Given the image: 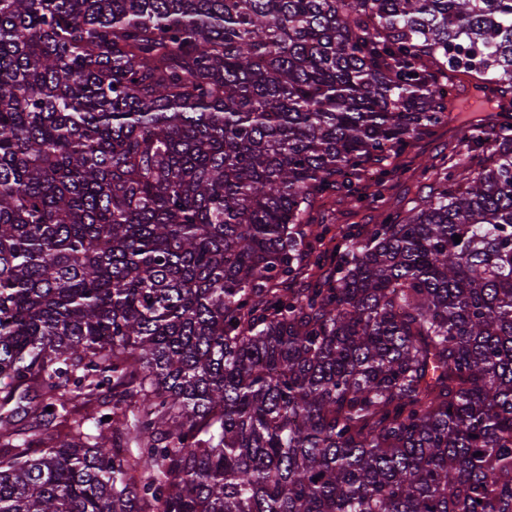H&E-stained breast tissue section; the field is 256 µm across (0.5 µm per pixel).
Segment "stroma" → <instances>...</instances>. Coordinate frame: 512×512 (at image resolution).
I'll return each instance as SVG.
<instances>
[{"label":"stroma","mask_w":512,"mask_h":512,"mask_svg":"<svg viewBox=\"0 0 512 512\" xmlns=\"http://www.w3.org/2000/svg\"><path fill=\"white\" fill-rule=\"evenodd\" d=\"M454 155L459 181H467L490 159L486 145L473 142L460 122L432 128L424 135L414 137L404 151L388 158V171L378 189L368 188L367 178L360 177L356 186L359 200L350 199L345 191L315 202L305 215L309 224H328L352 230L363 236L372 225L380 223L384 214L405 217L410 209L428 197L437 180L436 171L422 172L425 160L443 155Z\"/></svg>","instance_id":"1"}]
</instances>
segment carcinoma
I'll return each mask as SVG.
<instances>
[{
	"mask_svg": "<svg viewBox=\"0 0 512 512\" xmlns=\"http://www.w3.org/2000/svg\"><path fill=\"white\" fill-rule=\"evenodd\" d=\"M452 73L512 93V0H0V512H512V124L304 222ZM485 89H481L483 94L494 100L495 107L499 106L495 112H462L461 120L414 137L404 151L383 163L382 166L393 173L388 174L379 186L367 188V183L375 182L371 173L354 180L361 201H353L343 189L336 191L329 198L313 204L305 215L306 223L330 224L335 229L338 226L349 227L356 238H362L368 228L380 223L382 214L391 213L399 219L404 218L410 209L431 194L438 177L437 170L422 174L420 164L443 154L455 156L459 163L456 171L458 181L466 182L489 162L490 151L487 145L473 142L470 132L461 127L466 125L464 119L501 113L499 120L504 121L512 116V94L497 103L500 100L498 92L492 95ZM377 190L380 196L375 198Z\"/></svg>",
	"mask_w": 512,
	"mask_h": 512,
	"instance_id": "1",
	"label": "carcinoma"
}]
</instances>
